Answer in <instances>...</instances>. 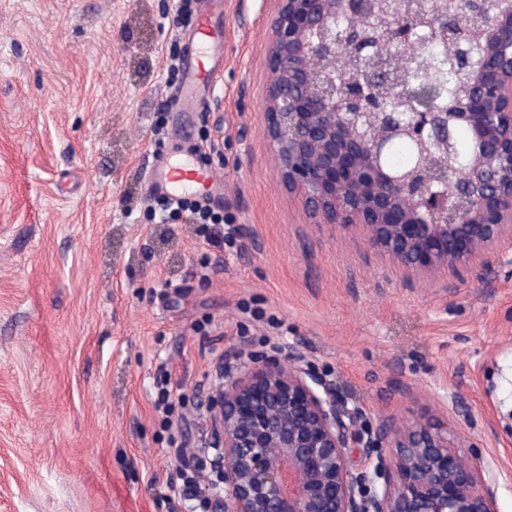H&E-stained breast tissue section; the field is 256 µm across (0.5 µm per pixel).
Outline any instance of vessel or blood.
Listing matches in <instances>:
<instances>
[{"label":"vessel or blood","mask_w":512,"mask_h":512,"mask_svg":"<svg viewBox=\"0 0 512 512\" xmlns=\"http://www.w3.org/2000/svg\"><path fill=\"white\" fill-rule=\"evenodd\" d=\"M210 10H203L201 20L191 39V53L185 63L186 80L174 98L179 111L191 109L200 91L210 89L220 72V51L224 38L210 24ZM218 184L217 177L197 165L190 156L181 154L167 159L152 175L151 193L177 200L188 193L211 197Z\"/></svg>","instance_id":"vessel-or-blood-1"}]
</instances>
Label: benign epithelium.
<instances>
[{
  "label": "benign epithelium",
  "mask_w": 512,
  "mask_h": 512,
  "mask_svg": "<svg viewBox=\"0 0 512 512\" xmlns=\"http://www.w3.org/2000/svg\"><path fill=\"white\" fill-rule=\"evenodd\" d=\"M360 3L278 0L264 112L282 178L313 223L363 228L368 247L414 276L488 267L512 246V9L481 0L486 47L469 63L467 101L455 111L423 84L377 112L371 73L336 77L356 46L364 63L383 50ZM313 29L326 30L324 39L308 40ZM412 31L400 15L394 44ZM460 126L472 131L475 159L456 189L444 168L388 167L394 138L427 139L446 154ZM205 412L208 512H498L494 464L460 453L447 423L358 432L355 410L294 346L222 369ZM352 448L372 475L352 472Z\"/></svg>",
  "instance_id": "1"
}]
</instances>
